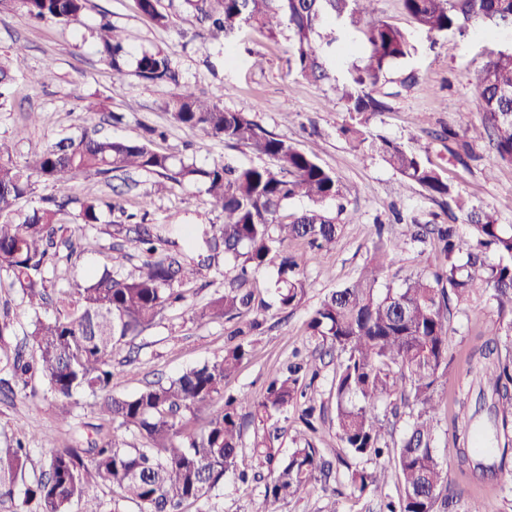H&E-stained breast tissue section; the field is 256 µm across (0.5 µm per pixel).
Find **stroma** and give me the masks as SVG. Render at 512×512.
Instances as JSON below:
<instances>
[{
	"label": "stroma",
	"mask_w": 512,
	"mask_h": 512,
	"mask_svg": "<svg viewBox=\"0 0 512 512\" xmlns=\"http://www.w3.org/2000/svg\"><path fill=\"white\" fill-rule=\"evenodd\" d=\"M170 18L166 27L155 26L144 17L136 0H89L80 24L57 21L33 22L15 9L0 11V62L11 65L15 75L11 101L0 109V139L10 140L15 161L25 162L35 151L55 143L62 135L94 127L115 138L141 140L148 129L161 131L155 146L167 153L189 159L200 167L225 161L235 165L259 164V157L241 146H229L220 139L174 121L164 108L173 89L145 83L135 76L116 81L98 54V26L108 19L121 29L132 52L162 49L168 52L180 81L197 94L222 95L226 109L248 113L265 129L300 148H314L319 163L334 172L345 191L346 209L337 221L342 226L335 247L310 263L304 272L306 294L298 307L278 311L272 307L274 268L260 271L254 286L268 302L262 333L253 338V353L243 361L229 381L232 392L258 396L294 351L308 352L314 345L305 334L306 320L324 297L357 275L373 253L376 236L402 238L409 221L421 224H450L454 218L439 203L418 188L404 189L398 175L380 156H365L344 137L340 128L348 118L340 102V89L354 66L361 64L363 44L349 54H337L331 66L332 80L314 83L303 79L288 64L287 38L270 42L253 30H245L232 52L212 40L191 17L184 0H161ZM375 20L395 25L412 36L415 47L409 58L393 65L385 82L377 88L390 109L369 122L373 133L402 144L412 140L429 144L430 161L438 167L456 192L475 203L494 209L498 221L512 226V164L501 162L487 143L468 142L464 130L479 122L481 102L477 87L492 52L512 47V32H491L475 25L464 33L433 36L416 29L404 12L401 0H376ZM24 45L22 58H15L16 45ZM51 79H44L45 70ZM415 73L412 86L402 83ZM41 113L40 122L29 125L25 116ZM152 176L138 172L109 179L80 175L65 185L36 183L34 194L23 207L36 204L38 197H109L119 203L109 223L81 226L78 234L91 243L90 249H76L50 275L55 289L83 283L95 270L108 267L115 275L136 273L143 253L118 236L115 222L123 213L143 209L150 198L147 221L173 227L172 241L178 252L193 257L185 231L205 219V197L194 185H172L163 194H151ZM437 252L434 243H408L395 266L383 278V285H397L410 274L432 271ZM232 271L223 258L199 270L182 288L183 299L165 308L154 323L112 358V390L132 394L147 384L214 361L223 356L233 323L202 322L197 312L224 289ZM7 315L9 330L0 337V352L30 354L27 340L32 311L20 289L0 279V315ZM496 314L489 302L475 299L452 309L448 340L455 356L448 381V394L470 382L474 374L467 360L471 339ZM452 406L440 412L436 451L448 465V479L455 494L454 512H466L472 496H480L485 512H512V482L482 483L460 476L453 470L451 434ZM95 399L80 392L67 401L53 397L46 381L34 377L26 389L0 388V447L19 433H27L31 461L26 478L39 477L42 447L75 439L93 438L97 424ZM280 437L274 446L285 457L294 442L314 437L325 454L339 451L331 420L318 423L309 434L297 411L280 420ZM339 496L315 491L285 503L281 512H361L362 502L341 485ZM261 493L244 496L234 473H227L209 500L215 512H261Z\"/></svg>",
	"instance_id": "obj_1"
}]
</instances>
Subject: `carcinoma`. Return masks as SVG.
Returning <instances> with one entry per match:
<instances>
[{
    "label": "carcinoma",
    "mask_w": 512,
    "mask_h": 512,
    "mask_svg": "<svg viewBox=\"0 0 512 512\" xmlns=\"http://www.w3.org/2000/svg\"><path fill=\"white\" fill-rule=\"evenodd\" d=\"M88 0H0L31 19L78 24ZM142 15L166 27L169 16L160 0H137ZM376 0H186L193 17L207 24L215 40L232 43L246 27L269 41L288 30L289 64L313 82L331 78L319 41L325 27L347 21L353 27L374 11ZM417 29L445 36L480 24L512 29V0H403ZM367 52L363 65L351 72L341 88L349 114L342 128L354 147L379 154L400 176L404 187L418 186L429 199L462 215L470 229L460 235L454 224H415L409 240L424 243L437 236L442 261L431 274L416 273L397 286L377 288L379 278L395 263L399 241L378 240L373 257L351 282L329 293L307 320L308 336L342 355L329 395L335 400L336 437L343 453L326 456L312 441L295 445L275 461L271 442L279 438L275 419L290 408L302 407L313 426L316 406L308 396L305 375L316 361L311 355L291 363L273 377L256 398L226 392L229 379L250 355L248 336L259 329V314L268 309L256 301L251 277L277 263L274 296L279 309L298 306L305 295L303 268L312 254L288 253V242L301 241L321 253L334 248L341 225L327 209L343 196L335 173L303 150L266 130L247 113L224 109L221 96L200 97L180 85L170 56L144 52L135 69L127 68L126 38L108 20L99 25V54L121 79L134 75L154 85H172L176 92L165 108L179 124L209 138L242 145L273 161L271 167L215 163L199 168L172 154L154 149L151 140L133 141L100 136L92 129L60 139L19 163L0 140V276L21 290L34 313L31 331L34 355L5 354L0 363L14 379L39 372L51 393L65 401L79 392L100 395L96 438L84 448L44 446L45 470L26 482L30 449L21 440L0 448V500H13L19 483L26 484L16 512H124L126 503L138 512H181L186 502H204L235 467L243 451L246 419L259 421L262 440L253 453L276 463L263 486V512H280L279 504L327 484L332 475L347 472L352 494L368 503L364 512H449L440 500L448 471L438 461L435 437L439 408L448 386L452 358L448 348V314L484 296L496 319L480 330L467 359L476 368L478 392L460 390L452 420L456 462L461 473L480 479H512V226L498 223L495 213L469 203L456 193L441 171L424 158L427 148H409L376 135L371 116L387 110L374 95L391 66L411 53V35L388 23L363 31ZM14 81L0 64V107L9 99ZM480 122L467 128L473 138L488 142L499 160L512 164V51H500L487 63L479 82ZM140 171L174 184L203 187L210 210L221 222L201 225L197 247L206 252L224 249L235 274L224 292L198 313L205 322L236 320L240 340L224 355L190 368L166 381H157L126 396L112 393V356L121 344L150 326L166 307L183 299L175 284L197 274L203 255L180 262L159 252L170 243L164 225L134 222L126 216L125 234L148 255L138 273L118 278L105 267L75 288L48 292L46 274L56 269L62 252H74L81 242L66 235L71 224H96L116 204L103 198L52 196L40 198L23 212L21 200L32 193V178L65 184L78 174L109 177ZM294 200L308 206L288 211ZM498 255L496 263L488 254ZM53 303L56 315L40 316ZM312 371V370H310ZM318 370L312 371L317 376ZM409 409L407 433L392 444L384 442L379 407L397 410L395 398ZM140 437L141 446L127 441ZM392 458L401 484L396 499L385 493L381 474L359 462ZM106 488L107 500L97 494Z\"/></svg>",
    "instance_id": "cac0c4a2"
}]
</instances>
